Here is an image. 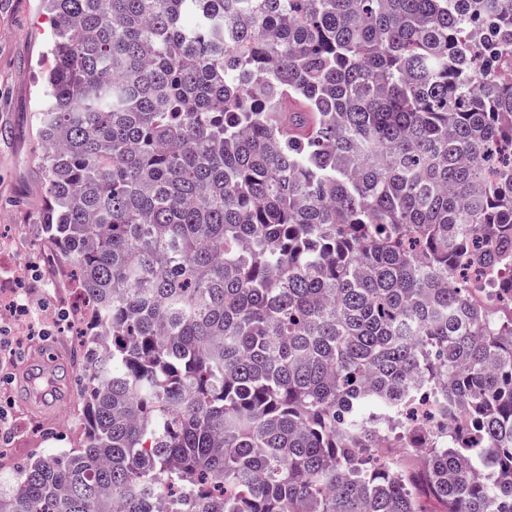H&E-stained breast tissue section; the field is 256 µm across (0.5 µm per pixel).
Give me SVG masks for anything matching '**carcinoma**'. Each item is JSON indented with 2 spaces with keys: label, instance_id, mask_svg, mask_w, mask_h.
<instances>
[{
  "label": "carcinoma",
  "instance_id": "obj_1",
  "mask_svg": "<svg viewBox=\"0 0 512 512\" xmlns=\"http://www.w3.org/2000/svg\"><path fill=\"white\" fill-rule=\"evenodd\" d=\"M39 7L83 433L0 512H512V0Z\"/></svg>",
  "mask_w": 512,
  "mask_h": 512
}]
</instances>
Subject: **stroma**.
I'll return each mask as SVG.
<instances>
[{
    "mask_svg": "<svg viewBox=\"0 0 512 512\" xmlns=\"http://www.w3.org/2000/svg\"><path fill=\"white\" fill-rule=\"evenodd\" d=\"M36 0H0V240L13 246L19 270V293L47 316L55 333L48 339L26 341L7 367L18 373L35 350L49 343L73 349L69 331L55 328L60 309L72 306L73 291L58 257L38 240L26 214L33 199L32 169L40 147L33 114L39 107L40 73L47 65L46 43L53 25ZM57 381L67 387L65 402L53 420L32 417L19 399L15 384L0 385V399L11 404L7 440L0 446V482H8L29 458L55 448L77 447L81 438L79 383L70 367Z\"/></svg>",
    "mask_w": 512,
    "mask_h": 512,
    "instance_id": "obj_1",
    "label": "stroma"
}]
</instances>
